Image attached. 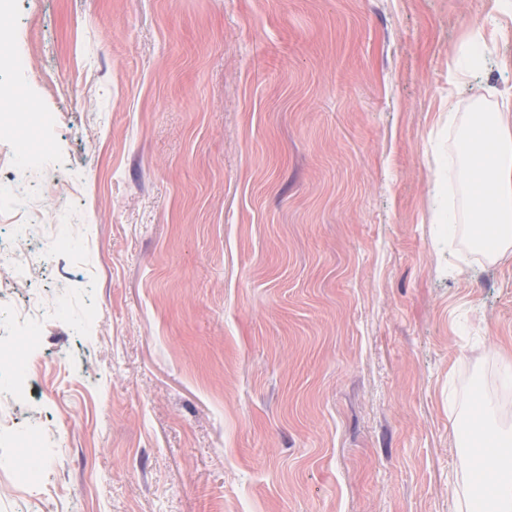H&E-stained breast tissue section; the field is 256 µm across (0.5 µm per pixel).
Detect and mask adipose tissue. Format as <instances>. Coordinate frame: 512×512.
<instances>
[{
    "label": "adipose tissue",
    "mask_w": 512,
    "mask_h": 512,
    "mask_svg": "<svg viewBox=\"0 0 512 512\" xmlns=\"http://www.w3.org/2000/svg\"><path fill=\"white\" fill-rule=\"evenodd\" d=\"M465 149L459 150L456 172L464 188L471 231L483 224L496 228L487 249L495 260L512 254V99L503 98L495 111L475 109L464 130ZM488 455L475 457L474 466L498 475L491 485V512H512V429L487 437Z\"/></svg>",
    "instance_id": "obj_1"
}]
</instances>
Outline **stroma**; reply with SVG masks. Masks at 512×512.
<instances>
[{
  "label": "stroma",
  "instance_id": "1",
  "mask_svg": "<svg viewBox=\"0 0 512 512\" xmlns=\"http://www.w3.org/2000/svg\"><path fill=\"white\" fill-rule=\"evenodd\" d=\"M16 4L10 79L52 119L0 140V189L66 181L89 246L0 293L41 361L0 512H464L462 418L512 428V256L433 217L449 108L512 93V0ZM31 292L66 305L30 346Z\"/></svg>",
  "mask_w": 512,
  "mask_h": 512
}]
</instances>
